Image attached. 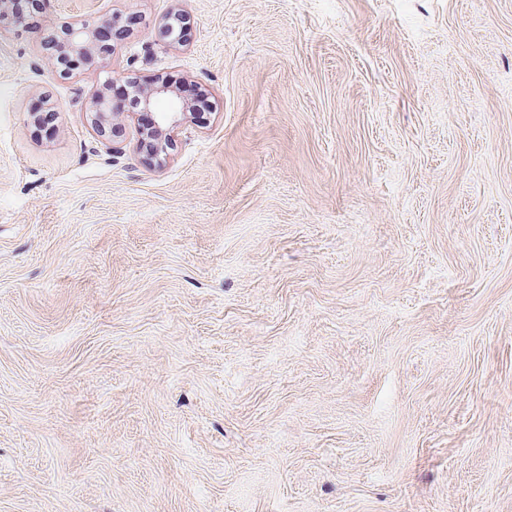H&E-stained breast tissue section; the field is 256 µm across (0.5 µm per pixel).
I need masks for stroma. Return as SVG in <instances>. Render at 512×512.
<instances>
[{"label":"stroma","instance_id":"stroma-1","mask_svg":"<svg viewBox=\"0 0 512 512\" xmlns=\"http://www.w3.org/2000/svg\"><path fill=\"white\" fill-rule=\"evenodd\" d=\"M39 9L0 23V512H512V0ZM110 70L219 109L151 160L90 124ZM112 23V17L93 25L78 19L66 21L65 25H63L66 48L75 57L90 60L93 57L97 36L104 31V26L112 25Z\"/></svg>","mask_w":512,"mask_h":512}]
</instances>
